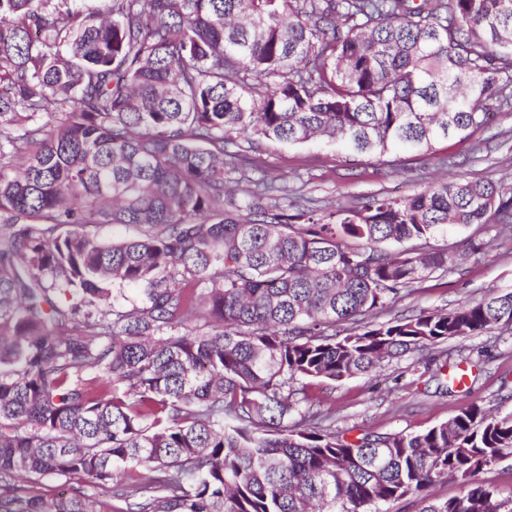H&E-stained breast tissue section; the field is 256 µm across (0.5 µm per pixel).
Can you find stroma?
Masks as SVG:
<instances>
[{"label":"stroma","instance_id":"stroma-1","mask_svg":"<svg viewBox=\"0 0 512 512\" xmlns=\"http://www.w3.org/2000/svg\"><path fill=\"white\" fill-rule=\"evenodd\" d=\"M482 138L481 151H473L470 142L451 139L439 143L429 159L399 151L380 162L367 157L352 161L340 145L324 139L299 145L265 141L260 152L267 172L279 178L289 196L356 207L368 195L404 196L442 177L488 176L512 186V112L496 114ZM473 238L485 245L477 258L465 253ZM443 241L450 253L458 255V266L446 274L430 275L418 290L387 308L383 319L421 310L447 311L492 291L512 293L511 228L475 224L448 232ZM444 348L450 363L470 370L465 387L450 394L438 390L421 352L386 364L376 379L356 376L315 386L321 407L336 413L337 434L354 439L422 432L472 404L512 411L511 326L452 338Z\"/></svg>","mask_w":512,"mask_h":512}]
</instances>
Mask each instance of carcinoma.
<instances>
[{
    "instance_id": "obj_1",
    "label": "carcinoma",
    "mask_w": 512,
    "mask_h": 512,
    "mask_svg": "<svg viewBox=\"0 0 512 512\" xmlns=\"http://www.w3.org/2000/svg\"><path fill=\"white\" fill-rule=\"evenodd\" d=\"M102 2L0 0V512H102L21 476L111 483L121 512H512L477 479L512 412L348 441L306 384L512 325L493 292L376 321L454 263L384 244L512 216V187L334 211L248 176L238 204L224 177L241 134L351 157L471 139L512 109V0Z\"/></svg>"
}]
</instances>
